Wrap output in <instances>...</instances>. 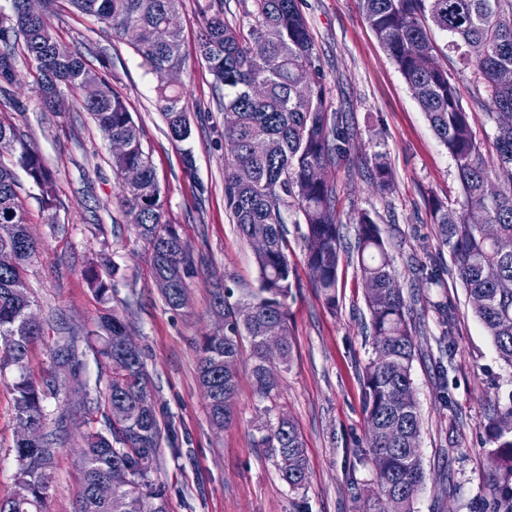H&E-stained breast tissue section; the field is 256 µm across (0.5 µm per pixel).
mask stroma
<instances>
[{"instance_id": "35a3bbf8", "label": "stroma", "mask_w": 512, "mask_h": 512, "mask_svg": "<svg viewBox=\"0 0 512 512\" xmlns=\"http://www.w3.org/2000/svg\"><path fill=\"white\" fill-rule=\"evenodd\" d=\"M313 38L324 74L326 105L340 113L351 133L349 156L328 168L336 187V207L347 241H354L358 213L369 212L380 225L396 277L412 305L416 355L412 380L423 420L420 452L427 485L413 501L414 512H474L488 491L487 437L483 429L488 400L512 392V368L498 357L483 325L453 272V260L432 219V204L458 207L462 189L456 162L434 134L413 93L362 15L357 0H297ZM252 0H184L177 16L185 66L178 76L192 136L172 141L157 108L156 79L128 40L113 38L97 17L75 10L70 0H54L44 20L57 41L81 52L90 67H105L141 131L165 200V220L178 225L197 268L188 286L187 308L174 311L156 285L151 255L139 239L122 203L109 140L84 112H45L37 99V73L18 59L10 85L21 110L0 106V121L14 125L33 143L54 172L57 210H44L26 175L19 173L20 197L31 235L41 251L27 268L31 310L41 322L43 346L32 355L34 368L46 360L45 347L59 329L86 336L103 307L123 316L133 342L144 352L147 370L181 448L168 446L150 479L167 491L169 512H353L359 499L376 488V467L367 455L362 373L372 346L364 328L369 315L365 288L353 262L338 274V307L326 308L306 264L304 224L284 210L288 256L295 265L288 326L293 349L288 365L275 366L277 387L260 398L251 376L249 351L238 362V395L231 423L215 431L197 381L196 343L214 331L210 290L221 282L239 295L257 288L254 250L240 235L224 202V112L218 106L211 72L198 59L204 20L223 12L233 29L247 31ZM440 63L447 67L473 132L484 152L497 134L489 118L488 93L472 69L462 68L448 49V37L427 25ZM195 161L186 172L183 148ZM384 161L392 181L379 187L376 161ZM206 195H198V185ZM118 264L101 302L83 277L93 264ZM454 323H447V316ZM454 341L448 369L441 350ZM86 347L57 371L61 398L79 381L107 377ZM449 388L456 406L439 399ZM105 407L96 399L72 406L53 471L47 512H72L80 488L77 468L81 434L101 427ZM284 415L298 425L305 442L308 480L293 492L281 481L275 461L256 447L260 427ZM16 421L8 390L0 385V496L13 488Z\"/></svg>"}]
</instances>
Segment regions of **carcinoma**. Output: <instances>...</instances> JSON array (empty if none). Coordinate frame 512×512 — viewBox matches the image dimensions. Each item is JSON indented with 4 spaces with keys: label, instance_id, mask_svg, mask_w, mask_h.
<instances>
[{
    "label": "carcinoma",
    "instance_id": "carcinoma-1",
    "mask_svg": "<svg viewBox=\"0 0 512 512\" xmlns=\"http://www.w3.org/2000/svg\"><path fill=\"white\" fill-rule=\"evenodd\" d=\"M10 13L0 11V90L12 84L16 47L37 71L39 99L49 112L69 110L85 81L98 85V96L82 100L110 139H123L128 151L112 158V171L122 177L131 165L140 167L141 181L123 186V201L139 237L151 251L155 279L171 309L188 305L189 281L196 266L174 224L163 221L164 197L139 128L122 96L107 75L90 68L82 55L61 54L58 41L43 20L27 12L26 0H10ZM79 11L97 17L124 39L138 32L133 49L157 78L158 108L168 136L191 138L188 113L181 105L183 87L169 83L165 71L181 68V31L174 19L183 0H71ZM253 21L244 33L233 31L218 13L205 19L198 42L200 59L224 88V140L233 147L224 165V201L247 242L262 240L255 252L258 288L230 302V289L212 291L214 313L224 318V332L207 334L198 348L197 375L211 422L228 423L237 395V365L243 339H248L256 393L268 399L276 387L269 377L274 361L288 364L292 337L288 298L295 268L288 259L283 209L292 208L306 224V260L314 286L326 307H336L337 273L343 254V225L336 215V188L312 177L350 153L351 137L343 116L329 115L324 75L308 26L297 0H252ZM365 19L409 84L434 134L456 161L463 200L452 211L438 202L434 223L441 242L453 256L458 278L475 315L486 328L498 357L512 368V0H358ZM450 37L464 66L490 93L497 126L492 157H487L469 123L448 70L438 61L424 20ZM22 169L39 191L42 207H58L51 172L36 147L12 125L0 122V250L16 255L11 268L0 267V380L12 397L15 420L29 421L36 433L14 441L16 472L13 490L0 497V512H45L58 456L63 417L50 429L46 401L58 395L53 371L36 376L30 355L44 339L43 326L28 318L31 301L25 279L27 263L39 243L27 228L14 168ZM479 213L496 227L487 237L470 222ZM357 224V262L370 315L373 356L364 368V408L369 453L377 468V491L355 506V512H412L426 475L420 453L422 418L411 378L415 328L403 288L395 275L382 229L368 212ZM282 330L280 351H264L265 328ZM128 326L108 311L100 316L94 348L110 372L95 392L108 408L104 428L82 433L79 458L82 492L74 512H169L165 488L152 486L149 475L161 445L162 406L158 404L142 353L124 348ZM488 451V512H512V393L490 400L483 425ZM256 442L276 459L278 474L293 491L308 479L303 436L291 419L267 422ZM122 465L132 485L96 494V485Z\"/></svg>",
    "mask_w": 512,
    "mask_h": 512
}]
</instances>
